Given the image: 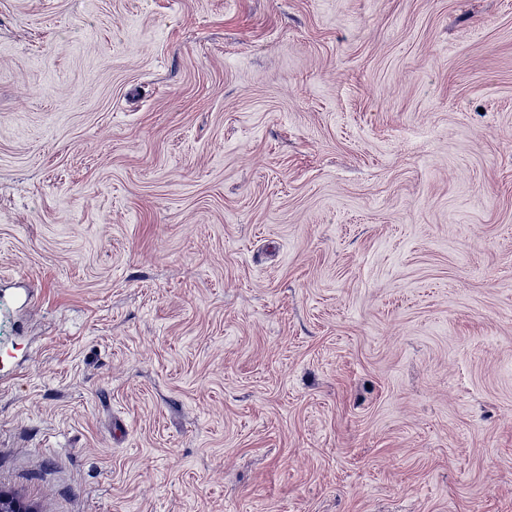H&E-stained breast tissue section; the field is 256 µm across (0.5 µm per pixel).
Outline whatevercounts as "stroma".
<instances>
[{"label":"stroma","mask_w":512,"mask_h":512,"mask_svg":"<svg viewBox=\"0 0 512 512\" xmlns=\"http://www.w3.org/2000/svg\"><path fill=\"white\" fill-rule=\"evenodd\" d=\"M0 492L512 512V0H0Z\"/></svg>","instance_id":"stroma-1"}]
</instances>
